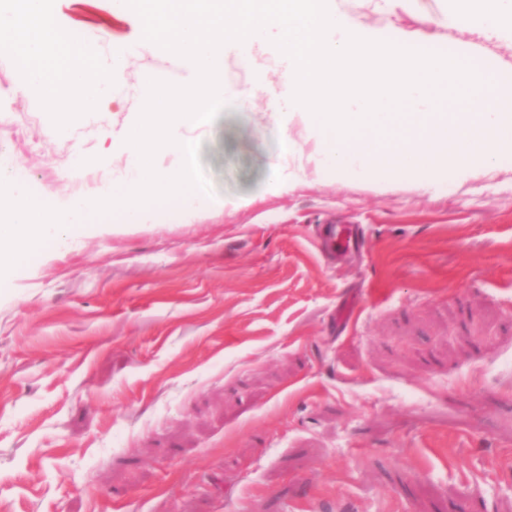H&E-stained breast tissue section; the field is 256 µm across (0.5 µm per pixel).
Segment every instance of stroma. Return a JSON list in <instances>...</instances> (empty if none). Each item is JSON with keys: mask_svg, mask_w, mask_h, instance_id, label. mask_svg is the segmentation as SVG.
<instances>
[{"mask_svg": "<svg viewBox=\"0 0 512 512\" xmlns=\"http://www.w3.org/2000/svg\"><path fill=\"white\" fill-rule=\"evenodd\" d=\"M335 2L512 79V41L443 24L455 0ZM59 20L105 58L132 35L106 0ZM240 56L237 88L282 83ZM146 66L189 74L148 46L124 95L61 138L0 55V155L48 197L73 190L76 153L122 171ZM201 143L212 193L249 205L74 231L0 291V512H512V159L372 185L320 169L303 119L260 94ZM283 153L302 179L266 191ZM322 224L363 250L327 263Z\"/></svg>", "mask_w": 512, "mask_h": 512, "instance_id": "35a3bbf8", "label": "stroma"}]
</instances>
